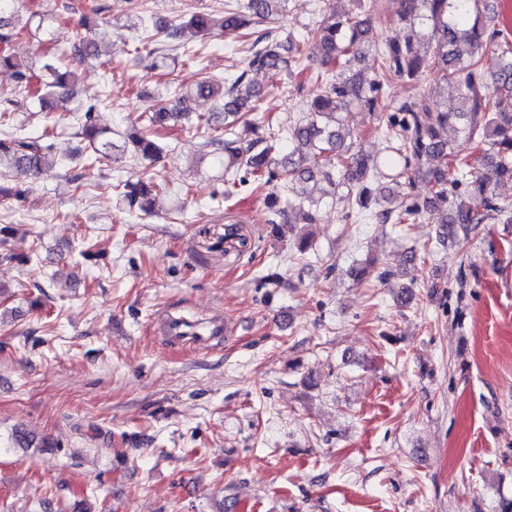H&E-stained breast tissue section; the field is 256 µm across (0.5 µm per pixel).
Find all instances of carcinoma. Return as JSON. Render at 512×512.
I'll return each instance as SVG.
<instances>
[{
  "instance_id": "carcinoma-1",
  "label": "carcinoma",
  "mask_w": 512,
  "mask_h": 512,
  "mask_svg": "<svg viewBox=\"0 0 512 512\" xmlns=\"http://www.w3.org/2000/svg\"><path fill=\"white\" fill-rule=\"evenodd\" d=\"M20 0H0V42L15 36L16 5ZM287 0H229L224 14L215 17L192 13L172 29L156 32L168 38L182 29L196 34L237 36L249 30L253 36L248 67L253 71L280 70L292 76L303 61H316V79L323 92L306 105L304 115L288 127L258 134L262 125L247 120L256 109V92L246 83L247 72L227 82L210 77L190 90L178 89L167 105L152 109L148 123L163 125L189 112L193 99L212 100L224 109V137L210 143L224 150V172L244 182L253 177L256 187L272 186L267 204L279 202L275 189L291 194L307 224L318 221V202L305 195V184L322 174L330 194L343 206L349 219L386 204L375 213L380 224H413L424 217L425 207L412 195L416 181L427 184L428 194L449 199V214L442 216L445 235L456 224H483L494 219L512 224V205L496 202L490 182L480 175L479 165L493 160L496 179L512 182V43L499 40L496 17L486 0H400L398 22L422 33L405 39L378 40L370 18L356 9L330 11L305 35H283L277 29L257 26L286 12ZM24 28L31 34L55 39L44 14H33ZM492 48L498 68L485 75L483 52ZM367 48L375 49L377 70L366 78L354 68ZM14 70L17 88L41 105L66 101L73 94L75 72L61 58L47 60L40 74L20 68L12 55L0 52V69ZM427 72L456 87L458 107L447 110L433 94L423 91L413 99H389L393 77L420 83ZM353 107L368 110L385 130L388 147L377 158L359 147L360 136L343 132L341 113ZM95 106L85 109L81 135L89 141L97 162L117 159L110 131L93 124ZM462 127V142L448 141V128ZM134 160L143 168L122 184L126 208L152 214V199L167 192L166 184L146 170L162 155L150 130L131 138ZM52 145L45 134L12 136L0 140V167L30 177L41 176ZM363 281L372 275L383 279L390 271L376 272L375 261L361 262L350 270Z\"/></svg>"
}]
</instances>
